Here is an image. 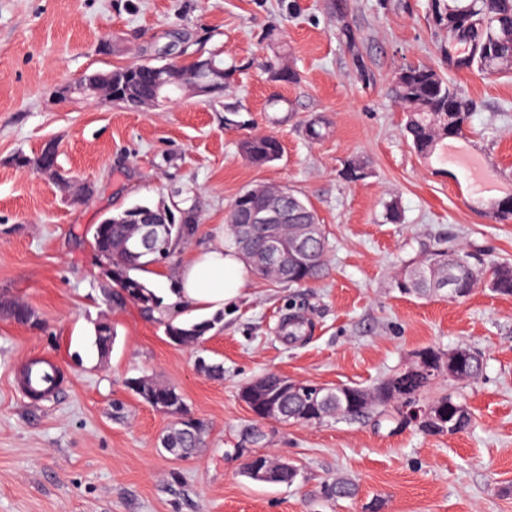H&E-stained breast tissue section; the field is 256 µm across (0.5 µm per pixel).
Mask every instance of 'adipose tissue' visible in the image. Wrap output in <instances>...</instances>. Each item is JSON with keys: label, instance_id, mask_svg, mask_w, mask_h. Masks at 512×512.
Wrapping results in <instances>:
<instances>
[{"label": "adipose tissue", "instance_id": "obj_1", "mask_svg": "<svg viewBox=\"0 0 512 512\" xmlns=\"http://www.w3.org/2000/svg\"><path fill=\"white\" fill-rule=\"evenodd\" d=\"M167 289L166 311L182 318L186 311L218 313L244 296L251 285L247 262L236 248L216 242L188 253Z\"/></svg>", "mask_w": 512, "mask_h": 512}]
</instances>
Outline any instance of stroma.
Instances as JSON below:
<instances>
[{"label": "stroma", "mask_w": 512, "mask_h": 512, "mask_svg": "<svg viewBox=\"0 0 512 512\" xmlns=\"http://www.w3.org/2000/svg\"><path fill=\"white\" fill-rule=\"evenodd\" d=\"M361 80L333 0H0V297L33 308L30 328L0 316V512H512V295L479 287L463 300L400 293L403 265L455 241L512 264V218L471 204L462 173L420 159L389 95L406 65L443 69L429 0H344ZM218 53L234 69L223 96L129 110L59 96L84 74L150 59L190 62ZM297 71L270 80L268 67ZM472 107L467 138L512 190V72H452ZM322 119V138L305 123ZM276 136L279 160L255 166L240 151ZM74 182L16 168L48 143ZM364 162L365 179L343 171ZM266 184L311 203L328 241V269L306 286L253 278L245 298L211 320L197 347L173 344L166 319L102 290L93 229L136 203L197 224L165 270L227 228L245 188ZM402 214L385 219L387 203ZM304 323L299 338L288 324ZM112 325L108 356L94 344ZM482 355L481 380L442 381L473 416L456 435H427L376 415L312 425L258 422L239 392L275 372L323 385L369 387L425 347ZM55 359L61 388L34 400L19 386L25 360ZM176 387L206 426L188 458L161 446L174 419L143 402L128 379ZM293 462V485L255 481L248 456ZM347 479L349 499L326 497ZM336 23L339 24L340 33L344 38V43L348 51L352 54L361 78L369 79L370 75L364 61L359 56L355 34L352 32L349 24L346 22V13L344 10L336 11Z\"/></svg>", "instance_id": "35a3bbf8"}]
</instances>
